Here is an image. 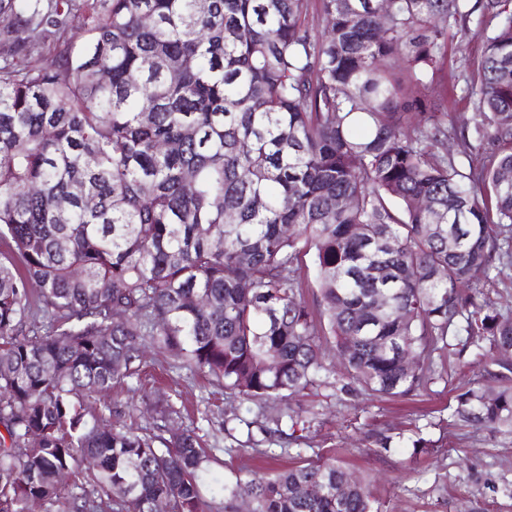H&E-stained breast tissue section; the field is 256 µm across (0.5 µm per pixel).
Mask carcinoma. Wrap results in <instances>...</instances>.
Listing matches in <instances>:
<instances>
[{
  "label": "carcinoma",
  "instance_id": "obj_1",
  "mask_svg": "<svg viewBox=\"0 0 512 512\" xmlns=\"http://www.w3.org/2000/svg\"><path fill=\"white\" fill-rule=\"evenodd\" d=\"M508 3L320 0L319 37L310 0H0V512H235L243 492L252 512H374L334 456L230 480L195 434L112 411L148 347L286 399L320 381L318 316L340 379L374 395L426 387L464 337L500 386L452 417L512 431V316L475 301L512 263ZM478 8L498 20L468 86L489 151L464 170L443 149L469 137L424 90ZM301 276L305 283L303 288V297L308 302L311 307H316L314 303L315 296L317 292L316 283H315V270L313 266V255L312 253L302 256L301 259Z\"/></svg>",
  "mask_w": 512,
  "mask_h": 512
}]
</instances>
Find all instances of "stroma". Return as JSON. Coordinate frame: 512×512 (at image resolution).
<instances>
[{
  "label": "stroma",
  "mask_w": 512,
  "mask_h": 512,
  "mask_svg": "<svg viewBox=\"0 0 512 512\" xmlns=\"http://www.w3.org/2000/svg\"><path fill=\"white\" fill-rule=\"evenodd\" d=\"M483 27L471 16L466 29L448 33L446 55L429 95L445 102L448 118L470 130L474 104L467 84L477 79ZM320 354L327 377L288 401L252 406L245 421L230 398L208 377L180 368L172 358L148 352L140 376L112 394L123 418L147 424L139 387L170 400L177 413L172 429L194 430L228 477L271 475L306 460L336 456L353 475L371 480L375 512H512V435L453 422L455 397L482 381L483 366L473 352H436L427 391L405 397L371 396L341 390L336 377V343L322 335ZM300 411L293 435L267 434L284 407ZM393 438L390 451L377 452L379 436Z\"/></svg>",
  "instance_id": "obj_1"
}]
</instances>
